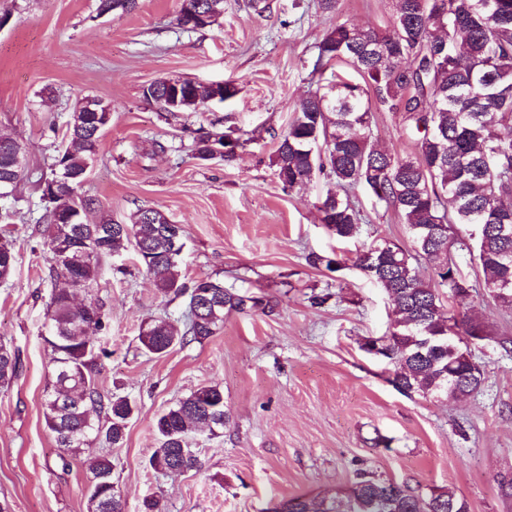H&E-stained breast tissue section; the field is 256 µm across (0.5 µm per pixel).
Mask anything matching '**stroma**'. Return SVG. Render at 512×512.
<instances>
[{
	"label": "stroma",
	"instance_id": "stroma-1",
	"mask_svg": "<svg viewBox=\"0 0 512 512\" xmlns=\"http://www.w3.org/2000/svg\"><path fill=\"white\" fill-rule=\"evenodd\" d=\"M98 0H0V134L26 150L27 176L0 200V238L17 257L0 283V344L19 360L0 389V505L9 512H87L94 458L112 461L125 512L154 497L159 512H266L296 496L344 495L361 477L393 480L426 494L440 488L471 512H512L499 482L512 479V311L494 304L468 252L457 254L473 284L469 315L491 340L472 349L486 378L456 401L407 395L387 361L366 353L385 335L392 305L354 265L357 252L388 238L409 246L393 209L358 191L356 237L337 242L315 205L334 185L317 177L283 191L272 163L298 100L322 88L336 65L316 68L318 45L335 21L392 29L393 0H338L336 14L317 0H224L216 24L181 29V0H138L129 13L98 15ZM161 78L234 82L237 95L188 112H161L142 90ZM112 104V120L79 196L89 217L126 224L154 207L184 229L183 281L212 277L253 296L257 308L230 312L204 343L157 357L143 350V323L183 329L188 299L163 295L132 249L102 258L82 300L103 304L104 352L95 380L105 394L136 405L121 445L98 440L92 454L63 466L43 416L51 379L43 341L59 274L44 245L42 179L79 98ZM202 131L244 138L231 160L192 154ZM372 133L405 156L412 137L395 112L373 114ZM341 259L340 269L311 256ZM328 294L323 306L311 303ZM220 385L229 419L217 433L197 432L198 468L169 477L149 459L157 414L204 385Z\"/></svg>",
	"mask_w": 512,
	"mask_h": 512
}]
</instances>
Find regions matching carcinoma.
Wrapping results in <instances>:
<instances>
[{
  "label": "carcinoma",
  "instance_id": "1",
  "mask_svg": "<svg viewBox=\"0 0 512 512\" xmlns=\"http://www.w3.org/2000/svg\"><path fill=\"white\" fill-rule=\"evenodd\" d=\"M138 0H99L98 14L129 13ZM215 13L223 0H189L182 3L177 23L193 20L197 30L204 22L190 14ZM332 61L352 67L362 78L343 77L299 101L288 130L280 137L273 158L282 189L291 191L316 175L333 181L317 209L320 221L340 240L358 232L360 210L351 200L356 187L379 185L376 200L394 209L406 224L412 248L377 239L361 250L356 266L380 285L393 305L389 329L391 344L386 359L393 365L392 383L402 392L447 400L475 392L467 349L456 342L448 348V323L459 336L494 340L485 326L461 314L471 291L462 280L452 248L463 244L462 233L474 228L475 246L468 248L483 274L481 287L489 292L512 281V137L500 130L512 127V0H394L393 32L336 21L318 46L316 65ZM167 79L143 90L146 100L167 112L195 110L212 97L213 88L197 82L181 93L178 105L166 107L162 98ZM399 112L415 134V151L401 157L375 146L371 112ZM101 134L95 128L68 125V144L54 165L66 166L76 178L55 193H42L47 224L46 246L61 269L64 286L53 290L47 312L52 380L44 401V419L54 434L63 466L91 449L101 427L94 414L106 411L105 438L120 444L133 414L124 397L102 394L93 370L96 343L93 336L106 327L102 306L82 307L70 302L77 290L96 282L99 263L127 245L134 247L139 263L152 275L163 295L189 293L211 287L215 306L200 320H189L183 334L164 320L140 328L143 349L162 355L177 345L203 343L224 325V313L248 308L259 301L224 287L217 278L197 280L187 286L181 279L183 230L165 213L140 208L128 225L130 234L113 233L112 219L86 222L88 201L76 193L82 174L91 166ZM224 134L203 132L193 141L197 159L213 158L211 146L223 143ZM17 140L0 136V181L15 187L26 168L15 164L11 147ZM317 167H311V164ZM79 208L75 224L58 219ZM423 259L432 268L423 279L414 262ZM16 255L0 241V280L14 273ZM452 293L458 310L443 311L439 288ZM15 353L0 344V387L16 377ZM224 390L217 384L198 388L166 409L154 421L159 445L151 466L162 473L178 468L184 473L198 467L188 438L200 429L214 434L224 428ZM281 506L288 512H468L467 503L449 491L418 493L404 485L363 478L338 498L315 500L293 497ZM88 512H124L112 480V461L100 457L94 464Z\"/></svg>",
  "mask_w": 512,
  "mask_h": 512
}]
</instances>
